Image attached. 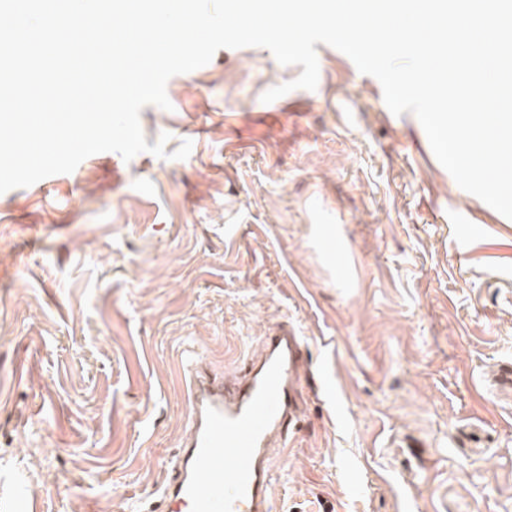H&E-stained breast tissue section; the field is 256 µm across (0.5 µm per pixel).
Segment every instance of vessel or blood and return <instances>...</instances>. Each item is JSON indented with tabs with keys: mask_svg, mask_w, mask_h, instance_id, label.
<instances>
[{
	"mask_svg": "<svg viewBox=\"0 0 512 512\" xmlns=\"http://www.w3.org/2000/svg\"><path fill=\"white\" fill-rule=\"evenodd\" d=\"M307 365L302 337L284 323L229 373L186 356L190 414L159 512H273L277 450L301 423Z\"/></svg>",
	"mask_w": 512,
	"mask_h": 512,
	"instance_id": "1",
	"label": "vessel or blood"
}]
</instances>
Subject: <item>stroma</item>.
<instances>
[{
	"instance_id": "stroma-1",
	"label": "stroma",
	"mask_w": 512,
	"mask_h": 512,
	"mask_svg": "<svg viewBox=\"0 0 512 512\" xmlns=\"http://www.w3.org/2000/svg\"><path fill=\"white\" fill-rule=\"evenodd\" d=\"M316 90L223 48L144 107L147 144L0 194V512H152L191 348L309 351L273 512H512V219L462 190L417 118L317 44ZM190 156L171 159L182 140Z\"/></svg>"
}]
</instances>
